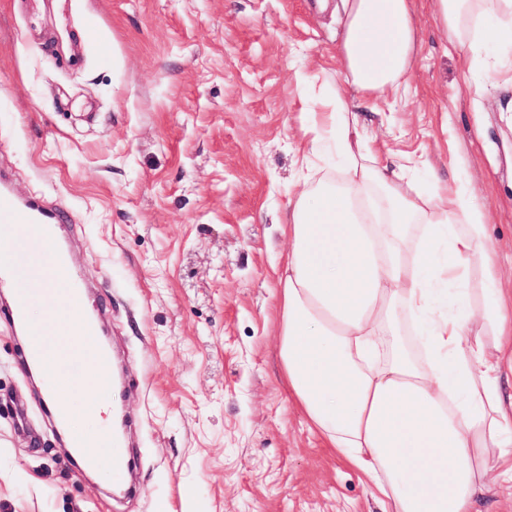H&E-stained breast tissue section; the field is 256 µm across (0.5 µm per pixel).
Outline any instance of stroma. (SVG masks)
Instances as JSON below:
<instances>
[{"mask_svg":"<svg viewBox=\"0 0 512 512\" xmlns=\"http://www.w3.org/2000/svg\"><path fill=\"white\" fill-rule=\"evenodd\" d=\"M410 88L348 92L344 0H0V171L62 203L86 307L124 371L133 471L83 475L0 310V512H384L368 478L312 431L278 352L279 229L308 155L312 105L343 95L382 160L416 181L463 176L512 292V112L433 0H413ZM31 302L66 349L63 285Z\"/></svg>","mask_w":512,"mask_h":512,"instance_id":"stroma-1","label":"stroma"}]
</instances>
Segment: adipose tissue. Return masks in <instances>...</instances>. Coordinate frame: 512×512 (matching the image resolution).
<instances>
[{"label":"adipose tissue","mask_w":512,"mask_h":512,"mask_svg":"<svg viewBox=\"0 0 512 512\" xmlns=\"http://www.w3.org/2000/svg\"><path fill=\"white\" fill-rule=\"evenodd\" d=\"M337 54L356 92L409 76V0H349ZM454 42H492L488 78L512 72V0H435ZM311 153L335 149L337 178L288 205L277 336L304 416L392 512H473L489 477L512 484V299L500 286L486 213L462 183L407 187L382 165L343 98L324 102ZM68 411V435L100 451L112 437L110 375Z\"/></svg>","instance_id":"ef3b65f1"}]
</instances>
